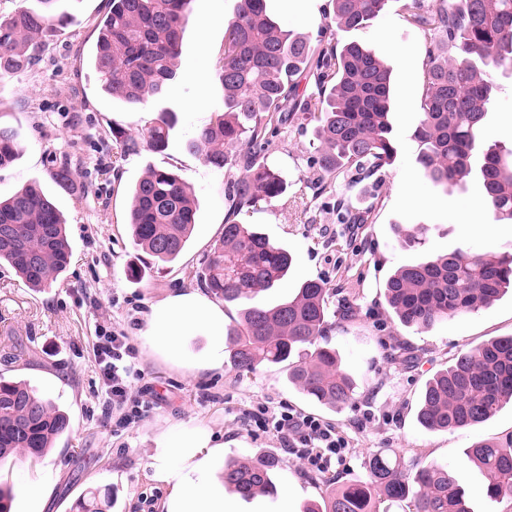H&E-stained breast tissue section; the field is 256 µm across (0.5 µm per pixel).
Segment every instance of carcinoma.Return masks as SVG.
Returning a JSON list of instances; mask_svg holds the SVG:
<instances>
[{"label": "carcinoma", "mask_w": 512, "mask_h": 512, "mask_svg": "<svg viewBox=\"0 0 512 512\" xmlns=\"http://www.w3.org/2000/svg\"><path fill=\"white\" fill-rule=\"evenodd\" d=\"M57 0H38L0 18V74L32 67L52 26L66 21ZM98 24L90 65L101 89L136 107L162 94L175 78L192 0H110ZM388 0H333L331 20L340 30L369 26ZM422 0L407 4L409 23L428 38L424 86L416 129L418 161L444 186L479 179L484 204L499 221L512 222V148L485 145L482 129L497 97L493 70L512 65V0ZM317 70L312 95L300 77ZM224 108L201 127L188 148L207 166L235 168L228 201L242 208L281 195L278 171L258 160L269 143L268 125L293 123L316 112L319 146L312 169L345 174L356 182L382 170L394 153L390 100L392 69L357 42L314 45L302 34L281 30L267 15L265 0H239L224 27L220 73ZM173 119L163 112L147 131L159 149ZM12 129L0 126V168L17 156ZM129 224L134 244L156 263L174 261L196 224L190 187L163 169H151L131 193ZM0 262L31 288H48L72 256L66 225L54 203L34 182L0 200ZM427 229L395 225L407 247L425 244ZM291 254L250 224L224 225L201 281L226 303L239 306L227 332L231 368L251 373L263 365L288 363V382L305 397L329 407L349 402L355 380L336 352L318 344L324 335L326 288L301 283L275 304L261 294L288 277ZM512 288V259L491 253L454 251L404 265L385 284L388 311L406 327L429 329L450 317L473 313ZM512 401V336L490 340L459 354L433 375L421 393L418 423L429 430L471 427ZM69 429L68 416L21 382L0 377V462L44 454ZM483 475L486 494L512 500V440L478 442L455 467L406 463L376 453L362 480L333 489L304 512H377L388 500L408 502L409 512H471L462 480L469 466ZM281 461L275 455L236 460L224 467V485L244 498L274 489Z\"/></svg>", "instance_id": "obj_1"}]
</instances>
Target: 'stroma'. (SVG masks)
Segmentation results:
<instances>
[{
    "instance_id": "35a3bbf8",
    "label": "stroma",
    "mask_w": 512,
    "mask_h": 512,
    "mask_svg": "<svg viewBox=\"0 0 512 512\" xmlns=\"http://www.w3.org/2000/svg\"><path fill=\"white\" fill-rule=\"evenodd\" d=\"M405 3L389 0L369 27L340 31L328 19L331 0H302L290 10L282 0H266L267 13L283 29L332 43L356 41L391 65L396 154L368 179L320 182L310 167L318 146L313 124L282 126L263 157L287 180V191L234 213L227 189L236 169L204 165L188 143L224 105V23L237 0H192L175 80L135 108L104 96L87 63L108 0H60L58 8L70 20L52 33L37 65L0 75V124L16 130L21 147L14 163L0 168V197L40 182L66 221L72 247L66 271L42 290L27 288L12 268L0 266V376L26 382L70 421L69 431L42 456L0 464V485L13 492L12 512H76V502L90 492L109 494L111 512H162L167 489L152 480L149 464L167 431L180 424L221 436L225 460L280 458L276 493L237 498V512H304L327 489L363 476L365 461L378 451L453 466L474 443L512 440L511 402L466 429L428 430L416 420L427 379L461 351L512 336V290L429 330L404 327L386 311L385 282L403 265L457 249L512 255V224L495 222L490 214L481 225L466 221L482 198L478 180L438 186L416 160L426 38L406 21ZM494 77L499 91L483 140L511 148L504 129L512 124V66L495 70ZM163 112L172 114L174 127L165 148L156 151L140 136ZM116 128L138 138V147L126 149L112 134ZM63 164L71 171L65 190L50 177ZM151 168L176 172L198 200L187 248L165 265L137 253L128 226L130 189ZM340 204L371 209L370 223H337ZM231 220L255 225L293 257L287 281L265 292V300L288 297L305 280L325 284L328 329L322 341L357 383L347 404L331 409L304 398L289 385L282 364L253 373L226 366L194 374L149 349L140 331L151 305L179 289H200L198 273ZM397 224L427 227L425 246L398 243ZM134 266L142 271L140 279L130 275ZM104 328L127 333L143 372L133 391L145 408L121 429L106 414L101 390L95 350ZM260 405H285L334 426L348 441L346 461L325 473L312 471L285 453L277 437L248 434L244 414ZM29 484L34 493H24Z\"/></svg>"
}]
</instances>
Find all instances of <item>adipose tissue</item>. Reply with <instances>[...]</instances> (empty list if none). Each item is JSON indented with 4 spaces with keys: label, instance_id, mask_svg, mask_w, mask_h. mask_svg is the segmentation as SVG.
I'll list each match as a JSON object with an SVG mask.
<instances>
[{
    "label": "adipose tissue",
    "instance_id": "adipose-tissue-1",
    "mask_svg": "<svg viewBox=\"0 0 512 512\" xmlns=\"http://www.w3.org/2000/svg\"><path fill=\"white\" fill-rule=\"evenodd\" d=\"M196 325L210 331L215 352L209 365L219 367L224 347V312L199 292H177L153 304L143 336L153 353L179 365L184 360L180 340L186 330ZM223 450V443L215 441L207 429L181 426L168 431L163 448L151 462L153 480L168 488L165 512H235L224 497L222 473L213 469L214 460Z\"/></svg>",
    "mask_w": 512,
    "mask_h": 512
}]
</instances>
